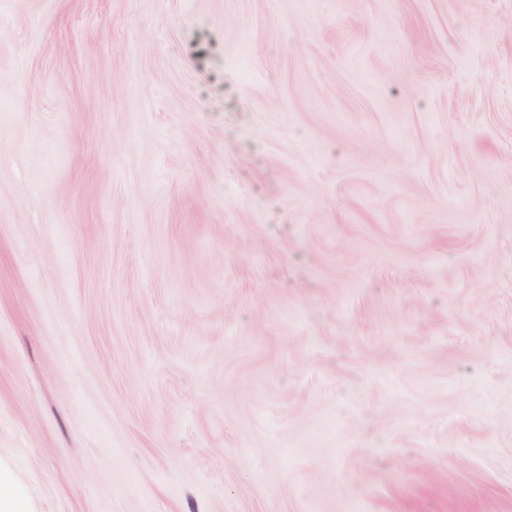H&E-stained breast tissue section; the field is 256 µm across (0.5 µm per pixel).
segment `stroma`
<instances>
[{
    "label": "stroma",
    "instance_id": "obj_1",
    "mask_svg": "<svg viewBox=\"0 0 512 512\" xmlns=\"http://www.w3.org/2000/svg\"><path fill=\"white\" fill-rule=\"evenodd\" d=\"M512 0H0V466L33 512H512Z\"/></svg>",
    "mask_w": 512,
    "mask_h": 512
}]
</instances>
